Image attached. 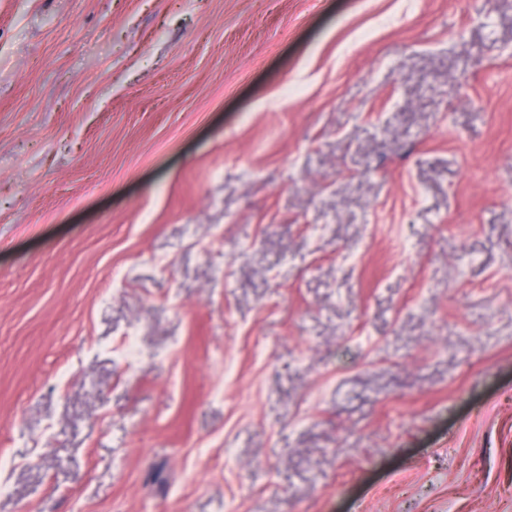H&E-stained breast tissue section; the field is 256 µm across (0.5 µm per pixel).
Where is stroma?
<instances>
[{"instance_id":"stroma-1","label":"stroma","mask_w":512,"mask_h":512,"mask_svg":"<svg viewBox=\"0 0 512 512\" xmlns=\"http://www.w3.org/2000/svg\"><path fill=\"white\" fill-rule=\"evenodd\" d=\"M0 512H512V0H0Z\"/></svg>"}]
</instances>
